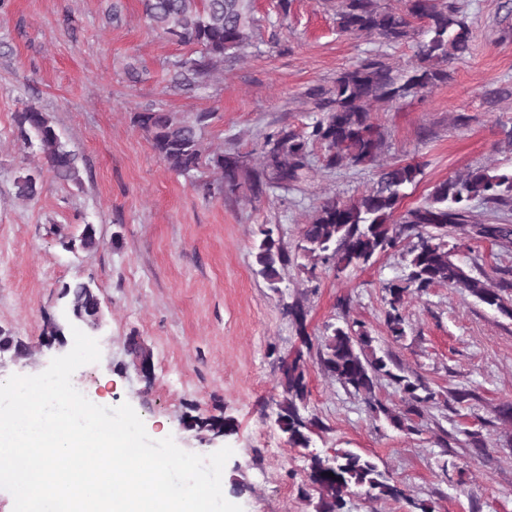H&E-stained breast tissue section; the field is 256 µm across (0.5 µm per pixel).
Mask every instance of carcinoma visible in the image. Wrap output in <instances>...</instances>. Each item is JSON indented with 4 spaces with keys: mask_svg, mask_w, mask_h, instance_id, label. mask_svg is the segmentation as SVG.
I'll return each instance as SVG.
<instances>
[{
    "mask_svg": "<svg viewBox=\"0 0 512 512\" xmlns=\"http://www.w3.org/2000/svg\"><path fill=\"white\" fill-rule=\"evenodd\" d=\"M144 9L151 26L168 40L199 49V57L174 62L177 80L205 81L216 64L236 56L251 39L253 0H144ZM336 16L341 31L375 35L389 43L406 40L415 32L414 24H422L423 38L416 50L418 66L413 74L404 76L375 56L344 69L336 77L329 97L318 104L326 115L314 123L311 132L306 136L282 134L273 140L263 169L255 175L258 183L303 181L310 145L314 143L325 147L327 167L373 162L381 148V137L370 121L371 103L420 95L448 78L444 63L469 51L470 26L447 0H403L399 11L382 9L377 0H337ZM210 116L209 112L181 116L151 108L135 113L133 122L148 134L153 150L171 171L189 175L199 169L206 153L203 132ZM15 121L20 136L35 142L55 179L79 180L77 157L62 142L48 113L30 106L17 113ZM208 162L221 175L218 191H235L243 186L245 164L239 154L215 153ZM422 173L418 163L386 165L376 182L360 196L349 201H324L304 225L299 246L301 256L312 265L332 261L336 272L342 273L367 265L395 248L404 231L431 228L424 235L418 234L417 243L405 251L406 277L384 287L389 306L387 325L396 338L404 335L400 307L412 286L420 291L435 285L461 288L487 306L509 312L502 289L490 287L486 278L472 275L453 260L447 237L449 229L467 223L466 206L475 199L503 207L512 205V172L473 169L440 183L430 203L396 216L405 188ZM16 188L18 197L35 198L41 190V172L19 177ZM476 234L504 246L512 244L511 224H481ZM260 235L255 246L258 274L277 291L288 253L274 237L273 229L263 228ZM77 245L83 249L97 247L92 226L84 228L79 242L65 243L68 249ZM61 296L69 298L74 317L90 325L97 323L100 299L90 285L66 284ZM318 353L322 369L348 391L371 399L375 382L387 376L409 402L408 414L420 413V408L435 399V393L419 380L392 373L385 357L372 348V337L352 325L335 326L322 336ZM282 387L280 426L290 444L306 448L314 421L299 413V404L307 396L302 355L285 366ZM309 479L319 494L317 512H340L345 497L355 492L375 500L400 495L375 462L350 450L325 459L311 457Z\"/></svg>",
    "mask_w": 512,
    "mask_h": 512,
    "instance_id": "cac0c4a2",
    "label": "carcinoma"
}]
</instances>
